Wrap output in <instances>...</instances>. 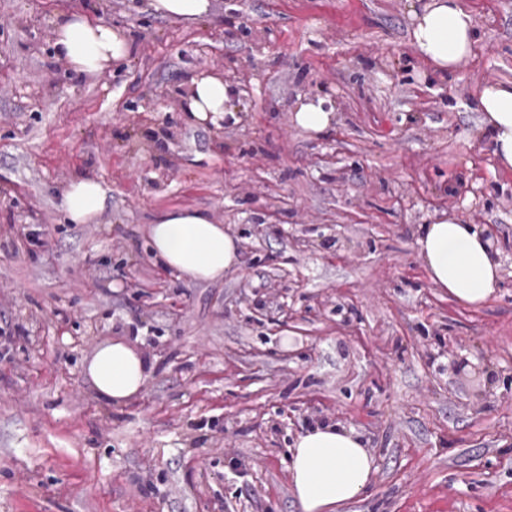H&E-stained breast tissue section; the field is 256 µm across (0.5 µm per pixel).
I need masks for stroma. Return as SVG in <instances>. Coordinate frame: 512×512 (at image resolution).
Masks as SVG:
<instances>
[{
  "label": "stroma",
  "instance_id": "obj_1",
  "mask_svg": "<svg viewBox=\"0 0 512 512\" xmlns=\"http://www.w3.org/2000/svg\"><path fill=\"white\" fill-rule=\"evenodd\" d=\"M0 0V512H302L288 450L358 432L375 469L336 512H512V171L478 92L512 81V0H461L473 54L451 72L411 38L412 0ZM79 12L129 56L75 74L55 29ZM234 91L187 122L194 75ZM330 127L293 120L306 100ZM106 191L73 224L74 177ZM203 209L240 264L195 282L147 227ZM483 229L501 280L471 307L417 244L447 217ZM123 339L155 364L121 406L83 372ZM151 7L163 15L197 20L209 13L208 0H152ZM324 100L301 103L294 114L295 123L302 129L320 133L325 131L331 123L332 110L324 108Z\"/></svg>",
  "mask_w": 512,
  "mask_h": 512
}]
</instances>
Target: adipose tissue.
<instances>
[{"label":"adipose tissue","mask_w":512,"mask_h":512,"mask_svg":"<svg viewBox=\"0 0 512 512\" xmlns=\"http://www.w3.org/2000/svg\"><path fill=\"white\" fill-rule=\"evenodd\" d=\"M413 18L414 41L438 69L453 70L471 53L475 22L459 0H426ZM55 51L73 72L92 74L126 58L130 45L111 26L71 13L57 25ZM230 99L222 76L200 75L191 82L186 110L194 122L215 125L223 120ZM478 106L481 129L489 133L500 167L512 170V83L484 86ZM105 198L99 182L76 178L64 188L62 205L71 223L91 224ZM149 237L155 255L191 280H221L239 262L234 238L197 209L164 211L150 224ZM417 243L432 281L455 300L480 305L491 298L500 280V264L489 240L475 225L451 217L424 226ZM152 372V363L122 341L101 345L86 366L98 398L115 405L142 393ZM373 470L374 459L359 434L338 424L306 430L290 450L288 473L303 512H334L337 506L360 497Z\"/></svg>","instance_id":"obj_1"}]
</instances>
